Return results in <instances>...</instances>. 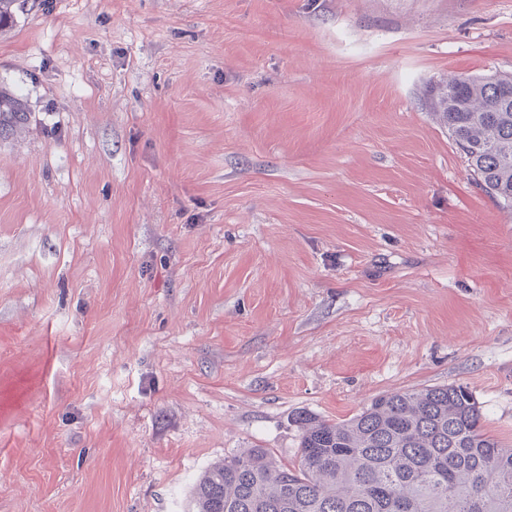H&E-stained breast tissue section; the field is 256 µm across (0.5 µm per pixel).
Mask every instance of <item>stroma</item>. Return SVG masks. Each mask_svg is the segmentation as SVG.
<instances>
[{"mask_svg":"<svg viewBox=\"0 0 512 512\" xmlns=\"http://www.w3.org/2000/svg\"><path fill=\"white\" fill-rule=\"evenodd\" d=\"M512 0H26L0 30V512H187L301 410L463 385L512 443V210L431 84Z\"/></svg>","mask_w":512,"mask_h":512,"instance_id":"obj_1","label":"stroma"}]
</instances>
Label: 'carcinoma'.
Returning a JSON list of instances; mask_svg holds the SVG:
<instances>
[{"label": "carcinoma", "instance_id": "obj_1", "mask_svg": "<svg viewBox=\"0 0 512 512\" xmlns=\"http://www.w3.org/2000/svg\"><path fill=\"white\" fill-rule=\"evenodd\" d=\"M511 74L450 76L430 90L483 191L512 207ZM23 108L0 95V126ZM297 464L245 448L210 466L193 512H512V446L456 385L396 391L351 419L297 418Z\"/></svg>", "mask_w": 512, "mask_h": 512}]
</instances>
